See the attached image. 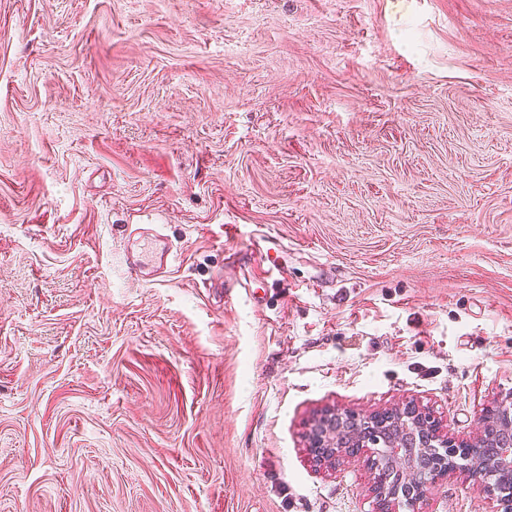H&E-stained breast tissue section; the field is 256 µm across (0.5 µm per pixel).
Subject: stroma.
<instances>
[{
    "mask_svg": "<svg viewBox=\"0 0 512 512\" xmlns=\"http://www.w3.org/2000/svg\"><path fill=\"white\" fill-rule=\"evenodd\" d=\"M511 390L512 0H0V512H375L322 411ZM173 262L172 249L160 234L142 238L136 250L132 251L126 259L130 274L136 278H143L150 273L159 277L166 272V269L172 267Z\"/></svg>",
    "mask_w": 512,
    "mask_h": 512,
    "instance_id": "35a3bbf8",
    "label": "stroma"
}]
</instances>
